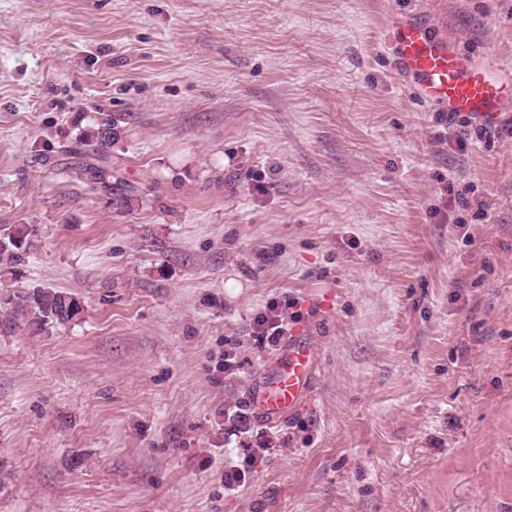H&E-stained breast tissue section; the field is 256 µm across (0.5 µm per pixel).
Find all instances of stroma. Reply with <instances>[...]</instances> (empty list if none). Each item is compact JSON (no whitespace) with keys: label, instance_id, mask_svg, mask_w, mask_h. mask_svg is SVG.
<instances>
[{"label":"stroma","instance_id":"35a3bbf8","mask_svg":"<svg viewBox=\"0 0 512 512\" xmlns=\"http://www.w3.org/2000/svg\"><path fill=\"white\" fill-rule=\"evenodd\" d=\"M416 13L512 80V0H0V225L84 307L0 317V512H512V104L459 146ZM112 116L127 211L68 153ZM287 299L318 368L270 423ZM288 302L279 303L272 302L266 313L261 314L255 319L256 330L258 336L267 341L269 344H276L291 331V320L296 315L292 313L288 320V309L292 308Z\"/></svg>","mask_w":512,"mask_h":512}]
</instances>
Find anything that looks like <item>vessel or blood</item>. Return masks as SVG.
<instances>
[{"label":"vessel or blood","instance_id":"obj_1","mask_svg":"<svg viewBox=\"0 0 512 512\" xmlns=\"http://www.w3.org/2000/svg\"><path fill=\"white\" fill-rule=\"evenodd\" d=\"M388 36L396 48V67L410 77L418 98L449 116H466L493 123L512 100V84L501 77L502 64L473 63L449 49L424 22L393 20ZM313 348L303 340L282 354L254 398V406L269 418L295 409L315 372Z\"/></svg>","mask_w":512,"mask_h":512}]
</instances>
